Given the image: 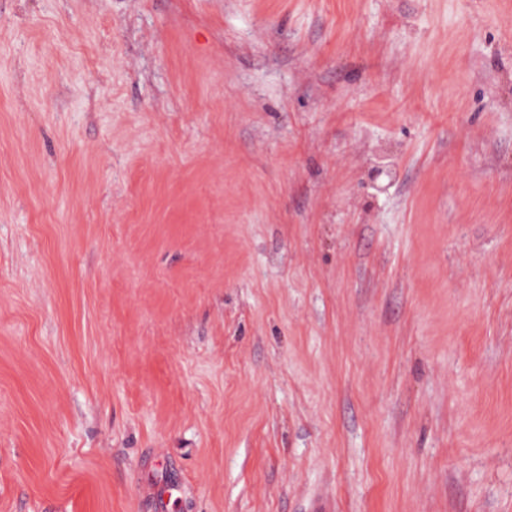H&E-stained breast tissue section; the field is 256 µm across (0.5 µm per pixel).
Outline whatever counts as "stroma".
<instances>
[{
  "instance_id": "obj_1",
  "label": "stroma",
  "mask_w": 512,
  "mask_h": 512,
  "mask_svg": "<svg viewBox=\"0 0 512 512\" xmlns=\"http://www.w3.org/2000/svg\"><path fill=\"white\" fill-rule=\"evenodd\" d=\"M512 512V0H0V512Z\"/></svg>"
}]
</instances>
